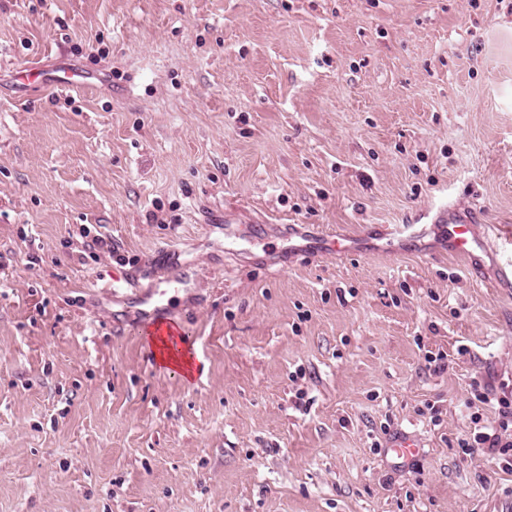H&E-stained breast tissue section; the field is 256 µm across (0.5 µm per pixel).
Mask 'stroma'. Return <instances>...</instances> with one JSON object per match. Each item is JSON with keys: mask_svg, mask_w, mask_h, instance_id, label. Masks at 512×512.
Returning <instances> with one entry per match:
<instances>
[{"mask_svg": "<svg viewBox=\"0 0 512 512\" xmlns=\"http://www.w3.org/2000/svg\"><path fill=\"white\" fill-rule=\"evenodd\" d=\"M442 201L512 225V0H0V512H512V451L457 445L512 395V286L385 238ZM230 208L369 245L229 252ZM160 247L190 379L100 297Z\"/></svg>", "mask_w": 512, "mask_h": 512, "instance_id": "stroma-1", "label": "stroma"}]
</instances>
